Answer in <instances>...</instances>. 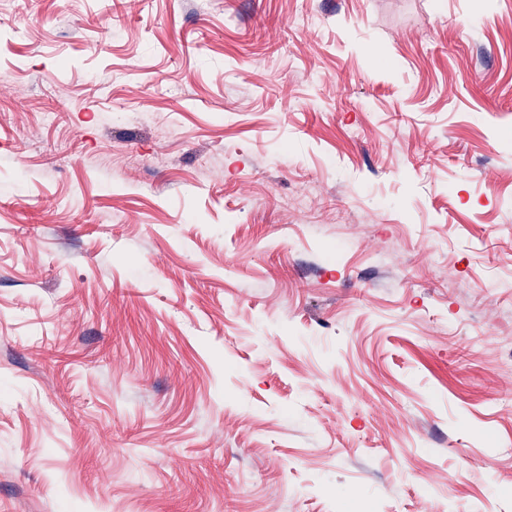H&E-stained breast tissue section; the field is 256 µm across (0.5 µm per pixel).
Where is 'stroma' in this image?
I'll return each instance as SVG.
<instances>
[{
	"instance_id": "1",
	"label": "stroma",
	"mask_w": 512,
	"mask_h": 512,
	"mask_svg": "<svg viewBox=\"0 0 512 512\" xmlns=\"http://www.w3.org/2000/svg\"><path fill=\"white\" fill-rule=\"evenodd\" d=\"M0 512H512V0H0Z\"/></svg>"
}]
</instances>
